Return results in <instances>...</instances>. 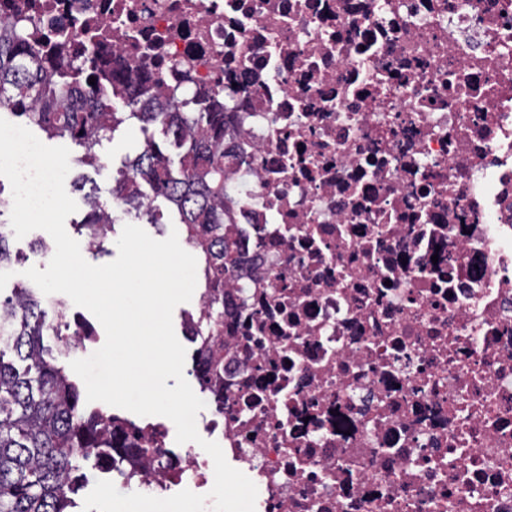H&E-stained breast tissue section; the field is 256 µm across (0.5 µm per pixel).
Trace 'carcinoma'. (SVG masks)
<instances>
[{
    "label": "carcinoma",
    "mask_w": 512,
    "mask_h": 512,
    "mask_svg": "<svg viewBox=\"0 0 512 512\" xmlns=\"http://www.w3.org/2000/svg\"><path fill=\"white\" fill-rule=\"evenodd\" d=\"M93 58L61 66L32 47L27 25L0 20V108L20 115L49 137H68L84 149L82 161L93 165L102 139L128 120L143 133L159 125L166 146L152 144L121 172L115 191L130 204L147 184L155 199L174 207L184 226L185 243L200 255L208 309L198 335L224 323V301L211 293L224 286L236 265L234 243L224 238V113L191 112L182 100L168 111L158 101H125L126 112L94 107L69 110V99L97 77ZM102 248L105 224L92 209L78 232ZM57 322L46 320L43 300L27 287L13 289L0 301V512H66L83 471L112 454V435L98 431L99 412L80 405V391L69 370L54 363L44 339L64 347V305L53 302Z\"/></svg>",
    "instance_id": "1"
}]
</instances>
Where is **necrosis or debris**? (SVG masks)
<instances>
[{
	"instance_id": "necrosis-or-debris-1",
	"label": "necrosis or debris",
	"mask_w": 512,
	"mask_h": 512,
	"mask_svg": "<svg viewBox=\"0 0 512 512\" xmlns=\"http://www.w3.org/2000/svg\"><path fill=\"white\" fill-rule=\"evenodd\" d=\"M36 51L224 108L237 264L200 391L255 512H512V0H0ZM122 493L211 457L104 414Z\"/></svg>"
}]
</instances>
